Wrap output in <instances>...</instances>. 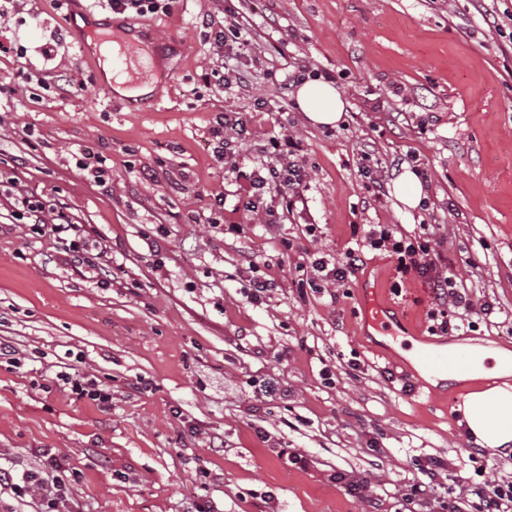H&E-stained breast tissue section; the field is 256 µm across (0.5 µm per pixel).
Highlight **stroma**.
<instances>
[{
  "mask_svg": "<svg viewBox=\"0 0 512 512\" xmlns=\"http://www.w3.org/2000/svg\"><path fill=\"white\" fill-rule=\"evenodd\" d=\"M485 7L173 0L169 13L133 18L108 0H10L0 22V340L23 363L0 361V465L20 472L44 451L62 456L81 473V512H433L403 507L429 456L446 463L444 488L456 495L486 478L512 481V452L480 447L457 424L453 409L474 381L431 390L400 344L387 351L365 335L360 302L377 289L419 343L512 349V0ZM78 12L135 28L128 61L151 93L111 92L88 37L72 28ZM206 18L245 33L252 92L225 89ZM304 65L335 75L346 102L338 127L311 124L285 91ZM68 83L84 89L65 92ZM224 112L248 122L237 143L244 171L271 138L304 146V201L271 200L272 223L238 209L240 184L213 153L210 129ZM86 150L109 159V185L77 166ZM366 153L384 193L360 173ZM410 153L428 171L430 205L408 212L390 188L395 161ZM20 195L82 225L105 254L99 269L15 220ZM219 197L234 226L224 234L209 225ZM374 224L429 225L458 281L493 306L490 318L461 335L430 334L426 281L398 278L379 250L338 302L299 292L311 276L298 268L306 252L341 258ZM156 231L157 256L144 243ZM464 251L474 266L460 263ZM257 274L278 286L254 306L245 291ZM67 369L111 389V407L58 383ZM337 472L367 477L376 507L333 481Z\"/></svg>",
  "mask_w": 512,
  "mask_h": 512,
  "instance_id": "obj_1",
  "label": "stroma"
}]
</instances>
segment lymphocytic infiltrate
I'll list each match as a JSON object with an SVG mask.
<instances>
[{"instance_id":"obj_1","label":"lymphocytic infiltrate","mask_w":512,"mask_h":512,"mask_svg":"<svg viewBox=\"0 0 512 512\" xmlns=\"http://www.w3.org/2000/svg\"><path fill=\"white\" fill-rule=\"evenodd\" d=\"M206 26L210 46L224 62L225 88L247 90L248 76L239 67L240 49L246 46V39L240 30L215 20L207 21ZM245 131L243 119L235 114L217 115L213 128L217 141L215 152L223 159L227 172H240L239 152L234 139ZM245 181L248 198L243 207L249 212H257L261 199L268 193L277 197L285 207L296 206L302 201L307 188V170L300 141L290 136L273 141L267 160L261 161L257 168L245 175ZM15 216L20 221L34 222L40 232L62 243L66 251L77 252L86 247L80 226L65 220L55 221L42 201L27 196L16 198ZM364 243V248L346 249L343 260L337 264L330 266L324 260H316L313 264L316 276L308 281L311 289L328 291L331 301H338L339 287L360 271L364 249L383 250L395 258L398 273L404 276L414 273L428 281L433 298V308L429 313L431 334L444 336L462 330L470 325V317L475 313L482 316L492 314L493 308L489 303L474 304L468 293L458 288L439 242L430 233L417 230L404 233L383 224L379 229L370 231ZM44 465L52 471V480L40 479L33 472L17 478L11 469L0 466V486L12 490L20 498L37 497L43 512H72L78 473L66 470L60 457L49 451L44 454ZM465 492L473 500L474 512H512L511 481L472 483Z\"/></svg>"}]
</instances>
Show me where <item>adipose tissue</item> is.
Instances as JSON below:
<instances>
[{"instance_id": "ef3b65f1", "label": "adipose tissue", "mask_w": 512, "mask_h": 512, "mask_svg": "<svg viewBox=\"0 0 512 512\" xmlns=\"http://www.w3.org/2000/svg\"><path fill=\"white\" fill-rule=\"evenodd\" d=\"M301 112L314 124L337 126L346 103L334 87L306 82L296 91ZM472 375L492 380V387L471 392L463 397L457 410L461 412L466 431L476 444L489 449H505L512 445V354L504 350L478 349L469 353Z\"/></svg>"}]
</instances>
